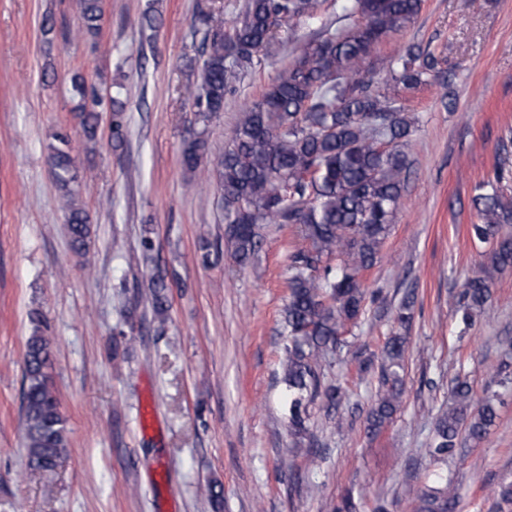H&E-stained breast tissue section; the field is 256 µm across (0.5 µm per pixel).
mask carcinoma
Segmentation results:
<instances>
[{
    "label": "carcinoma",
    "mask_w": 512,
    "mask_h": 512,
    "mask_svg": "<svg viewBox=\"0 0 512 512\" xmlns=\"http://www.w3.org/2000/svg\"><path fill=\"white\" fill-rule=\"evenodd\" d=\"M325 0H245L232 20L205 4L193 19L201 35L199 62L186 68L197 80L185 85L183 97L202 130L185 140L182 164L196 171L208 155L205 128L224 111V99L234 82L254 60L292 26L320 23L311 39L296 40L288 64L261 99L242 110L233 136L217 161L224 219L236 262L244 266L260 243L263 224L292 225L311 248L290 256L288 304L284 311L287 339L283 347V382L288 391V431L295 444L313 445L307 425L314 403L329 416L346 395L339 380L327 379L322 364L341 357L344 333L363 314L364 271L372 268L396 212L410 162L401 146L414 132L415 118L403 97L444 77L442 59L418 44L407 46L389 60L390 79L368 74L363 64L386 38L413 22L422 0H338L344 28L322 19ZM85 34L100 31L102 0H79ZM83 104L77 117L85 138L94 142L101 107L112 114V138H122L125 105L71 77ZM49 159L61 207L67 214L71 250L84 254L91 234V217L79 204L77 173L68 135L57 133ZM480 223L473 237L489 245L486 265L468 279L460 293L458 312L465 324L482 312L492 298L493 274L512 268V233L503 231L512 219V200L497 190L472 199ZM165 278L152 279L154 312L167 311ZM407 337L391 333L381 349L376 399L366 412V431L375 435L400 410L405 393ZM50 342L35 326L27 341L22 401L24 447L29 465L55 468L67 452V431L45 369ZM452 406L436 419L430 444L437 461L455 454L461 436L481 441L498 419L497 396L475 400L471 383L456 377L450 386ZM452 480L444 474L426 483L412 512H453Z\"/></svg>",
    "instance_id": "1"
}]
</instances>
